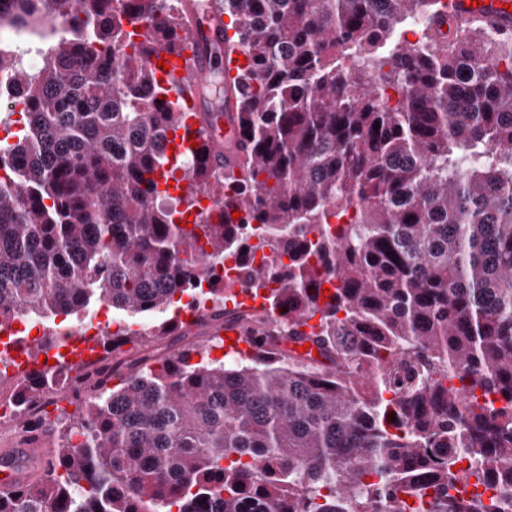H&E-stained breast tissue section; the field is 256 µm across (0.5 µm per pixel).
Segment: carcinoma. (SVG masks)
I'll return each mask as SVG.
<instances>
[{"mask_svg": "<svg viewBox=\"0 0 512 512\" xmlns=\"http://www.w3.org/2000/svg\"><path fill=\"white\" fill-rule=\"evenodd\" d=\"M177 2L0 0V30L51 41L4 74L30 111L0 147V323L154 313L254 236L269 256L238 280L279 284L270 310L218 297L211 319L259 347L210 362L176 323L102 333L75 413L34 425L58 435L53 464L0 512H501L464 493L512 485V23L440 0H222L248 160L189 166L221 209L189 231L191 198L157 202L178 116L149 67L208 6ZM407 20L421 44L394 39ZM208 82L223 106L225 71ZM341 204L356 222L330 223ZM2 394L20 435L67 399L48 374Z\"/></svg>", "mask_w": 512, "mask_h": 512, "instance_id": "carcinoma-1", "label": "carcinoma"}]
</instances>
